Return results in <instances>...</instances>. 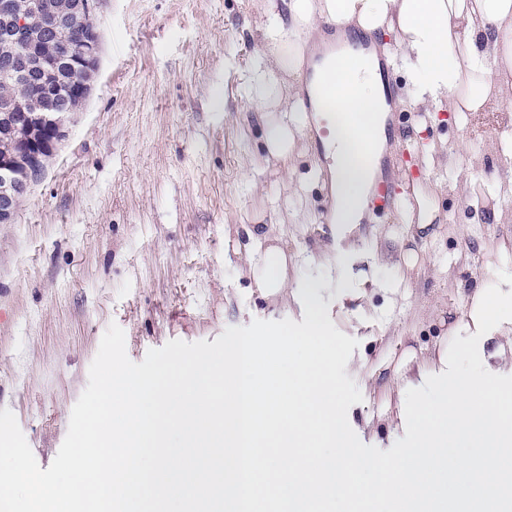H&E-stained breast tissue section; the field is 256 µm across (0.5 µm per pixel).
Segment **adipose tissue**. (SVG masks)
I'll return each mask as SVG.
<instances>
[{"mask_svg": "<svg viewBox=\"0 0 512 512\" xmlns=\"http://www.w3.org/2000/svg\"><path fill=\"white\" fill-rule=\"evenodd\" d=\"M287 24L268 26L257 55L259 71L240 98L261 111L277 85L266 63L268 50L289 42L305 46V32L317 22L365 33L391 32L400 53L398 68L414 104L448 114L457 125L468 113L485 112L512 93V0H288ZM316 108L327 111L336 213L349 224L361 215V202L377 166L367 148L370 131H382L391 111L378 67L370 55L336 54L315 69L310 86ZM307 127L304 113L289 107L284 120L267 131L270 155L290 160L294 142ZM253 243L246 258L252 285L266 296L288 287V254L273 225L249 224Z\"/></svg>", "mask_w": 512, "mask_h": 512, "instance_id": "adipose-tissue-1", "label": "adipose tissue"}]
</instances>
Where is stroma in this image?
Returning a JSON list of instances; mask_svg holds the SVG:
<instances>
[{
	"mask_svg": "<svg viewBox=\"0 0 512 512\" xmlns=\"http://www.w3.org/2000/svg\"><path fill=\"white\" fill-rule=\"evenodd\" d=\"M268 20L269 0H99L90 94L42 178L0 223V409L14 413L41 468L66 437L110 324L139 362L174 339L211 342L256 319L299 320L290 297L251 288L244 225H275L294 286L386 279L387 260L419 256L405 286L374 290L364 307L323 297L335 327L358 340L366 370L386 375L447 337L464 314V289L512 273V206L500 221L475 224L465 202V175L493 160L512 100L463 127L403 106L413 152L428 142L439 151L437 169L404 182L408 197L416 184L444 182L432 224L406 221L394 204L350 229L351 263L317 264L336 245L319 224L329 205V162L317 150L326 122L297 140L288 169L264 135L302 78L280 72V99L262 121L239 98Z\"/></svg>",
	"mask_w": 512,
	"mask_h": 512,
	"instance_id": "35a3bbf8",
	"label": "stroma"
}]
</instances>
